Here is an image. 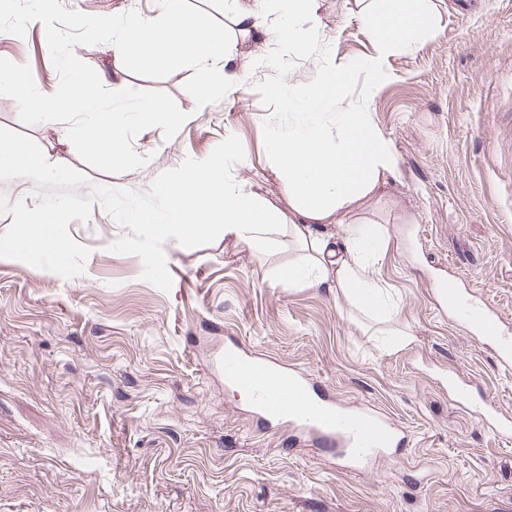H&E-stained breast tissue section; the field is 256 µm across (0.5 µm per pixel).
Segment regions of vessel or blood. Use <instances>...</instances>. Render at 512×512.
Listing matches in <instances>:
<instances>
[{
	"label": "vessel or blood",
	"mask_w": 512,
	"mask_h": 512,
	"mask_svg": "<svg viewBox=\"0 0 512 512\" xmlns=\"http://www.w3.org/2000/svg\"><path fill=\"white\" fill-rule=\"evenodd\" d=\"M437 290L454 304L459 329L477 344L491 349L503 370H512V324L496 308L466 298L454 280L438 282ZM224 381L254 394L253 407L268 423L286 425L323 448L329 462L348 461L365 466L398 447L396 427L388 417L369 406L348 407L318 396L309 379L288 373L270 359L257 358L236 346L224 350ZM475 412L482 427L499 437H512V420L501 418L492 400H484Z\"/></svg>",
	"instance_id": "obj_1"
}]
</instances>
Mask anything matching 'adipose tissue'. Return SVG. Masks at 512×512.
I'll list each match as a JSON object with an SVG mask.
<instances>
[{
	"label": "adipose tissue",
	"instance_id": "adipose-tissue-1",
	"mask_svg": "<svg viewBox=\"0 0 512 512\" xmlns=\"http://www.w3.org/2000/svg\"><path fill=\"white\" fill-rule=\"evenodd\" d=\"M342 85L340 71L320 73L308 93L311 111L267 138L265 149L289 212L228 181L222 158L199 159L170 180L156 233L177 246L219 233L255 252L272 253L282 247V232L290 231L305 256L274 269L273 277L291 287L336 289L360 311L381 314L387 297L369 262L381 245L378 229L353 224L350 217L386 184L395 159L364 113H337L335 127H326L321 108L339 101ZM331 224L343 228V245L328 232Z\"/></svg>",
	"mask_w": 512,
	"mask_h": 512
}]
</instances>
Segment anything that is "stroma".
Listing matches in <instances>:
<instances>
[{"instance_id": "35a3bbf8", "label": "stroma", "mask_w": 512, "mask_h": 512, "mask_svg": "<svg viewBox=\"0 0 512 512\" xmlns=\"http://www.w3.org/2000/svg\"><path fill=\"white\" fill-rule=\"evenodd\" d=\"M228 27V70L243 73L218 103L196 108L182 68L155 80L128 72L111 44L76 47L104 86L169 94L187 119L172 139L140 132L145 166L107 174L82 162L67 124H23L0 96V127L34 139L50 163L89 185L148 190L184 159L224 156L243 191L288 211L270 170L263 124L273 114L254 90L272 73L275 44L262 0H189ZM89 15L158 13L156 0H63ZM435 32L383 56L387 79L367 101L372 126L396 158L386 193L359 221L382 246L373 277L398 306L377 320L342 294L288 288L271 275L298 260L220 237L166 246L173 283L141 280L142 262L109 246L123 236L100 205L68 226L90 248L66 280L0 259V512H512V442L458 405L449 371L475 397L512 414V372L443 316L433 284L454 274L512 321V0H431ZM359 0H317L319 36L343 66L379 56ZM261 15L248 34L234 13ZM0 57L29 63L37 88L59 83L40 24L0 33ZM409 338L391 348L386 333ZM234 343L304 371L337 400L366 403L402 425L409 442L349 472L281 428L268 432L225 386L220 361Z\"/></svg>"}]
</instances>
